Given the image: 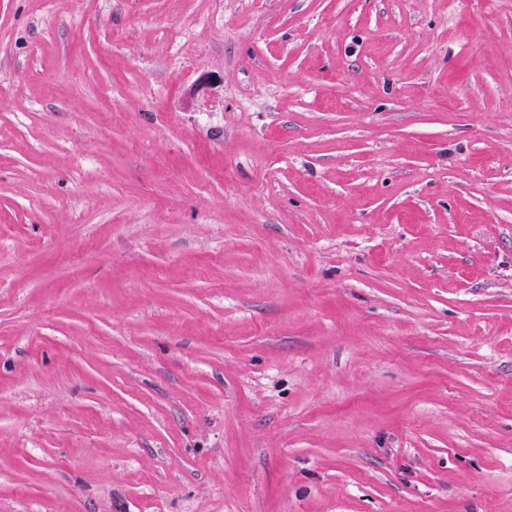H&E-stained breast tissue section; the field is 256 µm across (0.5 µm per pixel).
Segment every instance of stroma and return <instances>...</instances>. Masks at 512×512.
<instances>
[{
	"mask_svg": "<svg viewBox=\"0 0 512 512\" xmlns=\"http://www.w3.org/2000/svg\"><path fill=\"white\" fill-rule=\"evenodd\" d=\"M0 512H512V0H0Z\"/></svg>",
	"mask_w": 512,
	"mask_h": 512,
	"instance_id": "stroma-1",
	"label": "stroma"
}]
</instances>
